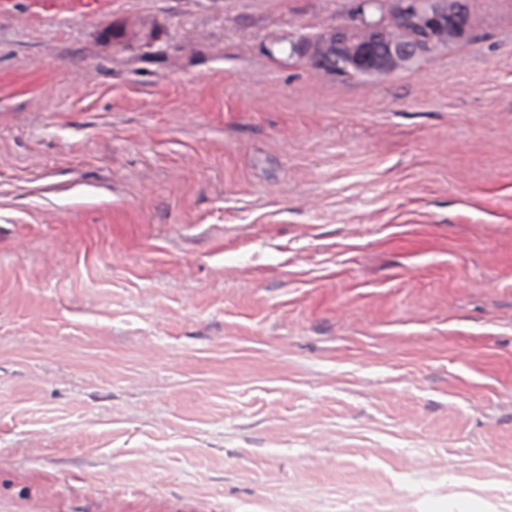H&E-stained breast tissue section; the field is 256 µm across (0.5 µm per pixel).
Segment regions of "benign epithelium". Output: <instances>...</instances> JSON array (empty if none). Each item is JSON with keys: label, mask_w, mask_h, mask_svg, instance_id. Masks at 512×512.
Instances as JSON below:
<instances>
[{"label": "benign epithelium", "mask_w": 512, "mask_h": 512, "mask_svg": "<svg viewBox=\"0 0 512 512\" xmlns=\"http://www.w3.org/2000/svg\"><path fill=\"white\" fill-rule=\"evenodd\" d=\"M388 17L396 18L412 37L397 45L382 42L380 32ZM474 18L469 0H355L348 23L328 29L321 44H302L299 50L310 67L338 79L390 70L400 59L418 63L444 48L439 34L452 32L457 43L473 37ZM367 29L372 38L355 42V33Z\"/></svg>", "instance_id": "7a95c632"}]
</instances>
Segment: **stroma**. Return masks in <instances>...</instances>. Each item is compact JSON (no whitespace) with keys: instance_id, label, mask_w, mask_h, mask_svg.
<instances>
[{"instance_id":"1","label":"stroma","mask_w":512,"mask_h":512,"mask_svg":"<svg viewBox=\"0 0 512 512\" xmlns=\"http://www.w3.org/2000/svg\"><path fill=\"white\" fill-rule=\"evenodd\" d=\"M352 5L0 0V512H512V0ZM348 23L328 29L321 44L299 45V50L310 67L324 71L336 79L353 78L355 75L391 70L400 59L417 63L431 59L444 49L442 41L448 43V31L456 43L469 42L475 28L474 18L468 0H354ZM370 7H376L377 11ZM387 17L396 18L402 27L412 33L406 42L400 24ZM368 29L371 40L355 43V33ZM442 33V41L439 34ZM387 43H399L387 45ZM369 37L365 31H358L356 39L364 41Z\"/></svg>"}]
</instances>
